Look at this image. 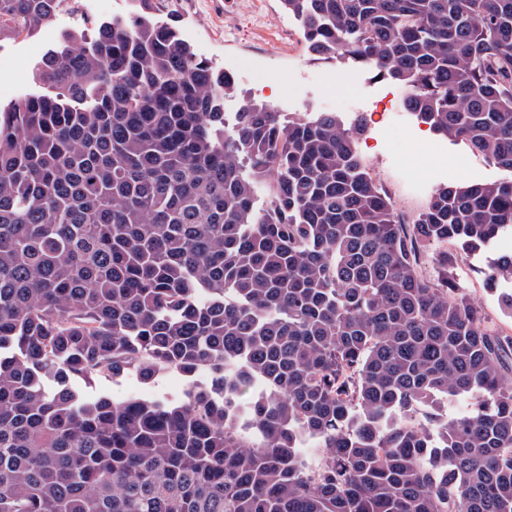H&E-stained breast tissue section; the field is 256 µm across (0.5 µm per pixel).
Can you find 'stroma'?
Returning <instances> with one entry per match:
<instances>
[{
  "label": "stroma",
  "mask_w": 512,
  "mask_h": 512,
  "mask_svg": "<svg viewBox=\"0 0 512 512\" xmlns=\"http://www.w3.org/2000/svg\"><path fill=\"white\" fill-rule=\"evenodd\" d=\"M134 8V0H73L71 9L58 14L51 25L1 40L0 105L40 93L34 66L63 32ZM159 8L199 55L237 75L239 89L225 98L226 111H238L250 97L294 118L333 112L349 124L362 119L358 151L396 210L406 217H414L424 207L436 186L512 178V172L473 152L464 141L432 132L407 112L404 92L396 83L350 64L313 59L297 21L284 12L279 0H159ZM253 63L264 69L262 81L253 78L249 69ZM488 261L485 254H461L455 271L460 285L484 310L488 327L512 336V311L504 309L499 299L500 293L512 291V283L502 280L497 287L487 286ZM186 388V379L175 372L150 384L128 376L83 385L88 394L116 398H174Z\"/></svg>",
  "instance_id": "1"
}]
</instances>
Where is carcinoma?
Returning a JSON list of instances; mask_svg holds the SVG:
<instances>
[{"label": "carcinoma", "mask_w": 512, "mask_h": 512, "mask_svg": "<svg viewBox=\"0 0 512 512\" xmlns=\"http://www.w3.org/2000/svg\"><path fill=\"white\" fill-rule=\"evenodd\" d=\"M136 2L0 108V512H512V336L422 250L512 238V179L408 219L358 126L228 118L231 72ZM280 3L316 59L512 171V0ZM69 4L0 0V40ZM170 371L172 401L80 386Z\"/></svg>", "instance_id": "cac0c4a2"}]
</instances>
